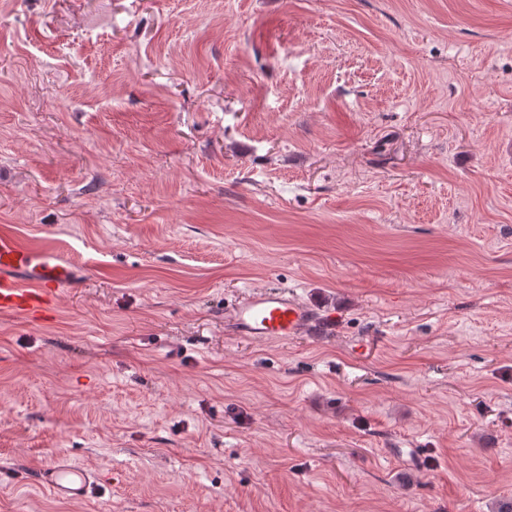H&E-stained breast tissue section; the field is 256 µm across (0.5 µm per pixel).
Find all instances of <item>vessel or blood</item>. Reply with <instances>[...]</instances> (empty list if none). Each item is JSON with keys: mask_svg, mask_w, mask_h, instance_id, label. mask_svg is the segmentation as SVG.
Here are the masks:
<instances>
[{"mask_svg": "<svg viewBox=\"0 0 512 512\" xmlns=\"http://www.w3.org/2000/svg\"><path fill=\"white\" fill-rule=\"evenodd\" d=\"M73 281V262L61 251L34 249L13 232L0 231L1 313L30 316L43 312ZM315 322L312 310L284 290L252 293L230 315L232 331L253 341L292 337ZM36 483L56 500H79L93 493L99 477L59 455L41 468Z\"/></svg>", "mask_w": 512, "mask_h": 512, "instance_id": "obj_1", "label": "vessel or blood"}]
</instances>
